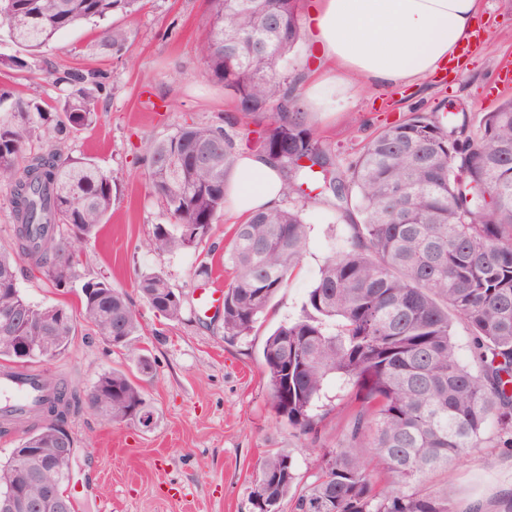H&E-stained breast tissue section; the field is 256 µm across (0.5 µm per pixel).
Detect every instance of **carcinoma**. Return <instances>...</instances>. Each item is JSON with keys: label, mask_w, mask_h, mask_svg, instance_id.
<instances>
[{"label": "carcinoma", "mask_w": 512, "mask_h": 512, "mask_svg": "<svg viewBox=\"0 0 512 512\" xmlns=\"http://www.w3.org/2000/svg\"><path fill=\"white\" fill-rule=\"evenodd\" d=\"M200 45L205 73L235 103L232 125L261 128L258 151L280 169L288 207L258 209L236 225L224 252V336H248L288 284L308 247L302 186L318 184L335 209L356 213L346 247L324 260L302 313L266 336L261 364L273 408L301 436L315 431L317 403L330 378L353 386V422L314 459L315 479L298 487L293 459L268 453L258 464L255 512H454L448 499L420 489L431 474L467 457L488 435L512 451V98L472 127L413 112L377 131L346 166L305 121L288 57L302 37L299 0H210ZM138 0H0V31L33 52L85 21L135 11ZM127 34L105 28L98 46L118 53ZM63 100L49 112L19 98L0 113V179L10 183L11 244L0 247V318L22 309L14 335L34 336L48 305L21 293L28 263L52 287L78 278V251L112 213V175L61 140L92 127L99 75L60 78ZM39 147H33V143ZM150 193L169 223L157 224L159 254L197 249L224 211L236 144L223 127L179 126L148 147ZM319 169H314V166ZM146 303L168 320L183 312L182 292L161 273L139 277ZM81 310L59 305L66 324L53 356L66 353L80 323L116 348L133 350L140 323L127 293L106 279L80 287ZM469 329L461 360L453 322ZM0 360L24 367L0 333ZM52 395L26 414L28 435L49 427L69 435L68 419L87 407L114 422L149 414L125 373L100 374L81 392L52 374ZM18 448L0 463V488L23 477Z\"/></svg>", "instance_id": "cac0c4a2"}]
</instances>
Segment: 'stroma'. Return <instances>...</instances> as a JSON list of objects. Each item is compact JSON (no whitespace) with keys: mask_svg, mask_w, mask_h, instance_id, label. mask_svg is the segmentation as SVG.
<instances>
[{"mask_svg":"<svg viewBox=\"0 0 512 512\" xmlns=\"http://www.w3.org/2000/svg\"><path fill=\"white\" fill-rule=\"evenodd\" d=\"M208 8L207 0H144L140 11L109 19L128 34L120 53H100L102 26L87 22L28 57L27 68L0 70V92L36 95L51 107L63 95L56 79L68 69H94L109 82L96 124L66 142L67 153L91 158L112 175V216L85 247L78 273L84 280L107 278L129 295L142 327L140 346L154 359L155 371L143 376L135 352L112 347L85 325L65 354L37 368L81 391L103 372H124L141 386L152 420L146 426L113 423L87 408L69 418L75 453L67 490L76 512H254L251 494L261 457L290 454L300 483H309L312 445H335L348 422L352 388L331 379L320 399L317 440L299 437L273 409L260 359L266 335L300 315L325 257L346 246L347 217L321 202L308 205L310 247L299 269L252 334L235 340L225 339L222 320L200 317L194 308V290L203 282L197 271L212 261L207 247L174 254L149 249L155 225L168 218L148 187L147 145L179 125H222L234 113L223 87L206 77L199 53ZM478 26L486 36L468 51L461 69L407 88L366 86L341 98L313 100L316 79L329 81L333 74L313 70L315 55L304 39L289 56L288 69L300 79L313 127L346 163L373 133L410 113L443 122L463 113L476 122L512 98V88L497 82L512 69V0H481ZM150 272L163 273L182 291L181 320L165 319L138 293V276ZM18 277L33 303L79 306L76 291L53 288L28 265H21ZM428 485L455 512L473 500L499 512L502 489L512 488V452L486 440Z\"/></svg>","mask_w":512,"mask_h":512,"instance_id":"stroma-1","label":"stroma"}]
</instances>
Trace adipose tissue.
Masks as SVG:
<instances>
[{"mask_svg":"<svg viewBox=\"0 0 512 512\" xmlns=\"http://www.w3.org/2000/svg\"><path fill=\"white\" fill-rule=\"evenodd\" d=\"M479 0H316L309 8L317 57L334 63L333 87L396 86L434 74L457 57L476 27ZM283 178L265 155L240 152L228 188L246 216L279 207Z\"/></svg>","mask_w":512,"mask_h":512,"instance_id":"ef3b65f1","label":"adipose tissue"}]
</instances>
